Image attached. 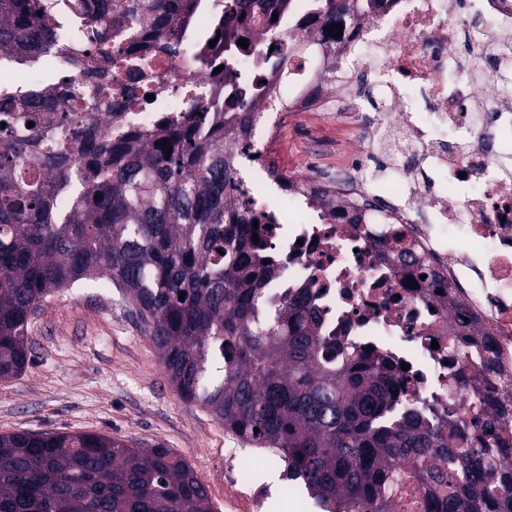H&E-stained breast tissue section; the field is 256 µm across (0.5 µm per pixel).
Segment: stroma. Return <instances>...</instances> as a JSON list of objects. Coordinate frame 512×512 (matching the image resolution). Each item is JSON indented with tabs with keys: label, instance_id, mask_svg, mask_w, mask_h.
Returning <instances> with one entry per match:
<instances>
[{
	"label": "stroma",
	"instance_id": "obj_1",
	"mask_svg": "<svg viewBox=\"0 0 512 512\" xmlns=\"http://www.w3.org/2000/svg\"><path fill=\"white\" fill-rule=\"evenodd\" d=\"M30 360L0 380V434L91 432L181 454L216 512H320L270 458L236 480L253 447L173 389L120 289L80 281L52 294L27 327Z\"/></svg>",
	"mask_w": 512,
	"mask_h": 512
}]
</instances>
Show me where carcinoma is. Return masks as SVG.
Returning <instances> with one entry per match:
<instances>
[{"instance_id":"1","label":"carcinoma","mask_w":512,"mask_h":512,"mask_svg":"<svg viewBox=\"0 0 512 512\" xmlns=\"http://www.w3.org/2000/svg\"><path fill=\"white\" fill-rule=\"evenodd\" d=\"M327 21L344 0H316ZM186 0H0V57L48 62L38 89L0 68V380L30 360V317L83 279L135 307L187 402L268 449L322 512H391L405 477L427 512H512V476L451 423L391 415L374 356L323 353L319 317L300 295L255 319L275 275L233 203L224 160V84L196 117L107 134L96 113L130 105L152 69L112 80L126 51H172ZM217 13L224 46L237 43ZM34 122L28 127V122ZM185 298H180V295ZM259 431H254V428ZM0 512H215L185 458L95 433L0 434Z\"/></svg>"}]
</instances>
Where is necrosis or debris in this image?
I'll return each mask as SVG.
<instances>
[{"label":"necrosis or debris","instance_id":"necrosis-or-debris-1","mask_svg":"<svg viewBox=\"0 0 512 512\" xmlns=\"http://www.w3.org/2000/svg\"><path fill=\"white\" fill-rule=\"evenodd\" d=\"M229 24L248 43L232 67L251 83L225 79V101L271 92L251 127L226 131L236 202L277 268L259 314L307 290L325 341L393 365L401 413L452 415L473 437L494 422L509 445L491 454L511 469L512 0H350L339 33L311 0H289L286 13ZM154 68L179 116L193 105L185 82L200 93L215 78L180 52L156 53ZM300 118L363 136L346 161L323 154L315 172L293 170L275 155ZM373 154L382 169L363 165ZM396 237L419 265L396 263ZM470 336L490 349L487 376Z\"/></svg>","mask_w":512,"mask_h":512}]
</instances>
